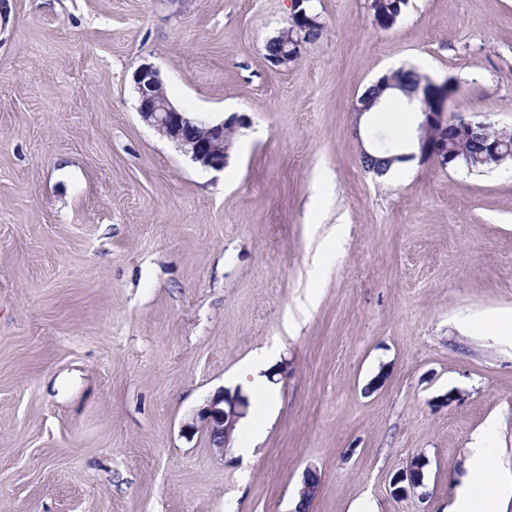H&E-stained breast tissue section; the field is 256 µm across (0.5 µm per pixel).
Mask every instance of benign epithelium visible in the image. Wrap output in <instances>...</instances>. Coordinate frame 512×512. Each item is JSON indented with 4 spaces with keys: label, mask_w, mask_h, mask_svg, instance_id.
I'll return each instance as SVG.
<instances>
[{
    "label": "benign epithelium",
    "mask_w": 512,
    "mask_h": 512,
    "mask_svg": "<svg viewBox=\"0 0 512 512\" xmlns=\"http://www.w3.org/2000/svg\"><path fill=\"white\" fill-rule=\"evenodd\" d=\"M310 0H292V12L283 43L279 52L268 58L274 66L296 61L306 43V32L315 18L306 13L305 4ZM135 88L139 95L138 112L147 124L162 136L174 141L192 160L207 168H224L237 129L244 124V118L232 114L219 123L205 118L190 117L180 111L169 100L159 70L151 64L139 66L133 74ZM414 98L428 100L432 107L420 112L417 126L415 150L397 152L394 158L401 162L415 156L434 161L442 167L472 166L484 163L491 157L512 158V139L502 131L488 134L490 124L476 115H454L453 124L460 132L461 142L455 148L448 147V139L442 130L448 127V84L428 82L420 87ZM249 405L244 396L237 392L223 390L199 413L204 423L211 449L224 455L229 447L237 424L248 414ZM428 461L422 455L412 457L392 481L394 493L405 494L424 483ZM319 484L316 471L306 470L300 498H314Z\"/></svg>",
    "instance_id": "benign-epithelium-1"
}]
</instances>
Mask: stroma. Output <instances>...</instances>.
<instances>
[{
	"mask_svg": "<svg viewBox=\"0 0 512 512\" xmlns=\"http://www.w3.org/2000/svg\"><path fill=\"white\" fill-rule=\"evenodd\" d=\"M312 0L323 38L275 67L290 0H10L0 34V512H449L471 444L512 474V161L380 178L414 135L367 86L413 66L512 129V0ZM245 115L223 170L140 117ZM273 350L225 455L191 421ZM429 462L426 488L392 480ZM374 137L378 140V145L375 150H373L374 155L372 154L368 156V159L363 160L366 161V163L363 162V164L364 167L366 165L368 166L367 169L369 171L377 175H384L394 163L390 159L392 153L387 146V137L379 134H374ZM396 166L397 164L393 165L386 175H390L395 170ZM428 461L422 455L413 456L402 471L398 472L392 481L394 493L397 495L406 494L408 490H415L420 484H424L425 472ZM405 486L399 484L405 483Z\"/></svg>",
	"mask_w": 512,
	"mask_h": 512,
	"instance_id": "obj_1",
	"label": "stroma"
}]
</instances>
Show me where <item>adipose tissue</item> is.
Masks as SVG:
<instances>
[{
    "label": "adipose tissue",
    "mask_w": 512,
    "mask_h": 512,
    "mask_svg": "<svg viewBox=\"0 0 512 512\" xmlns=\"http://www.w3.org/2000/svg\"><path fill=\"white\" fill-rule=\"evenodd\" d=\"M493 465L490 449L474 445L469 453L470 478L460 490L454 512H498L500 499L512 488L508 481H488L486 475Z\"/></svg>",
    "instance_id": "adipose-tissue-1"
}]
</instances>
